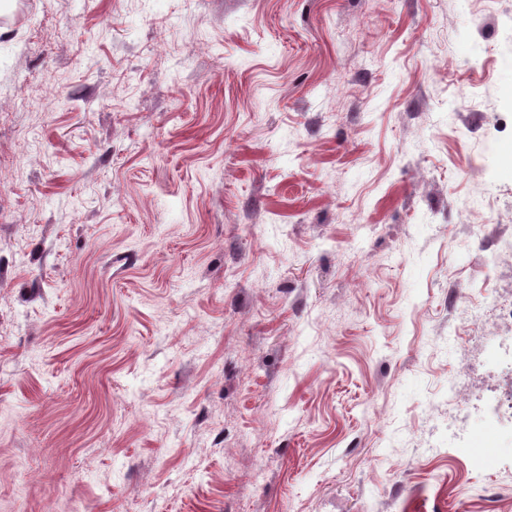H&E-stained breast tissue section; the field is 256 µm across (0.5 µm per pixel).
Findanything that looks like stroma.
<instances>
[{"label":"stroma","mask_w":512,"mask_h":512,"mask_svg":"<svg viewBox=\"0 0 512 512\" xmlns=\"http://www.w3.org/2000/svg\"><path fill=\"white\" fill-rule=\"evenodd\" d=\"M498 10L0 0V512H503ZM499 316L502 318H510L512 320V300L510 302L497 301L487 310L475 304L466 305L460 309V318L465 321H477L488 314Z\"/></svg>","instance_id":"stroma-1"}]
</instances>
